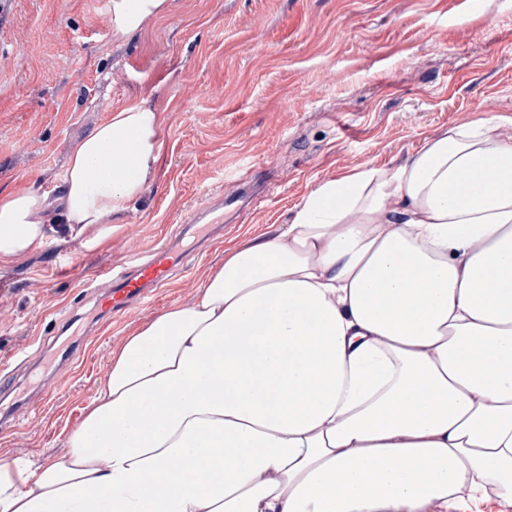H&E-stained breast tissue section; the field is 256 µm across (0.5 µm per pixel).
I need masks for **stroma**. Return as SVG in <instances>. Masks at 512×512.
I'll return each instance as SVG.
<instances>
[{
	"mask_svg": "<svg viewBox=\"0 0 512 512\" xmlns=\"http://www.w3.org/2000/svg\"><path fill=\"white\" fill-rule=\"evenodd\" d=\"M162 114L158 178L109 223L0 262V458L62 452L109 357L190 302L227 249L272 233L321 180L403 164L423 139L512 116V0H173L126 46L96 0H0V192L57 197L109 109ZM247 177L258 200L224 195ZM176 247L148 301L99 315L103 269Z\"/></svg>",
	"mask_w": 512,
	"mask_h": 512,
	"instance_id": "obj_1",
	"label": "stroma"
}]
</instances>
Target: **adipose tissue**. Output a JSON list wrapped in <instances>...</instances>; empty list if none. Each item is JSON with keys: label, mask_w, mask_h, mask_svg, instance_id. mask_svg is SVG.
<instances>
[{"label": "adipose tissue", "mask_w": 512, "mask_h": 512, "mask_svg": "<svg viewBox=\"0 0 512 512\" xmlns=\"http://www.w3.org/2000/svg\"><path fill=\"white\" fill-rule=\"evenodd\" d=\"M172 0H109L125 44ZM458 124L322 180L113 351L66 448L0 459V512H420L512 499V135ZM149 100L71 146L56 200L0 197V260L84 233L156 178ZM421 512H512V500L501 499L489 489L487 499L474 502L471 499V492L462 487L457 492L456 503L448 505V509L441 502L432 501L425 504Z\"/></svg>", "instance_id": "adipose-tissue-1"}]
</instances>
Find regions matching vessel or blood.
I'll return each instance as SVG.
<instances>
[{
	"mask_svg": "<svg viewBox=\"0 0 512 512\" xmlns=\"http://www.w3.org/2000/svg\"><path fill=\"white\" fill-rule=\"evenodd\" d=\"M175 268L171 249L162 246L154 250L146 260L133 262L127 271L110 275L111 312L126 310L133 302L144 298L151 288L166 283Z\"/></svg>",
	"mask_w": 512,
	"mask_h": 512,
	"instance_id": "b4317fda",
	"label": "vessel or blood"
}]
</instances>
